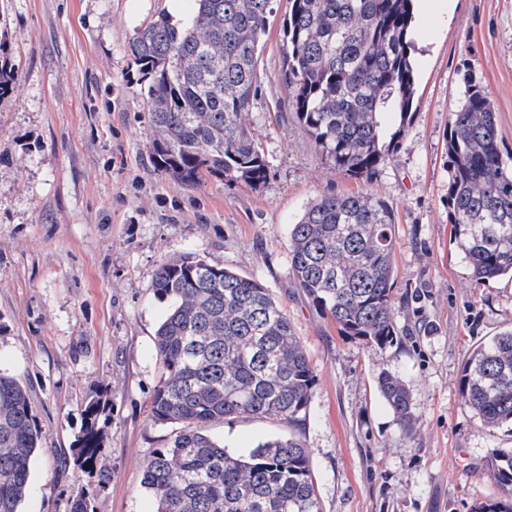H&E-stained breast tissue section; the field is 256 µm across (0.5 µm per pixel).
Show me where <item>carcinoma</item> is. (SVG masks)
Returning a JSON list of instances; mask_svg holds the SVG:
<instances>
[{
  "instance_id": "cac0c4a2",
  "label": "carcinoma",
  "mask_w": 512,
  "mask_h": 512,
  "mask_svg": "<svg viewBox=\"0 0 512 512\" xmlns=\"http://www.w3.org/2000/svg\"><path fill=\"white\" fill-rule=\"evenodd\" d=\"M183 25L161 13L129 45L148 108L156 166L194 187L207 177L260 187L268 167L249 115L271 0H193ZM413 0H291L283 21V76L298 123L339 173L368 178L390 159L413 113ZM399 114L387 132L381 116ZM450 239L477 284L512 275V155L501 151L496 112L465 78L448 119ZM297 287L346 336L384 348L394 326V213L371 193L310 202L290 229ZM155 295L173 303L154 345L162 366L151 400L158 424L180 429L144 467L156 512H323L310 451L297 436L236 455L209 434L230 418L302 428L316 375L288 314L259 280L185 256L163 262ZM377 389L403 431L416 423L410 388L396 374ZM488 429L512 423V327L476 346L458 382ZM100 399L83 409L74 464L94 465ZM41 430L26 386L0 374V512H18L30 487ZM498 496L474 512H512V449L488 462Z\"/></svg>"
}]
</instances>
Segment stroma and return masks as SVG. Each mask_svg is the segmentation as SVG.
Instances as JSON below:
<instances>
[{"instance_id": "stroma-1", "label": "stroma", "mask_w": 512, "mask_h": 512, "mask_svg": "<svg viewBox=\"0 0 512 512\" xmlns=\"http://www.w3.org/2000/svg\"><path fill=\"white\" fill-rule=\"evenodd\" d=\"M271 7L250 114L267 180L188 188L150 159L129 52L168 0H0V56L15 76L0 96V373L27 386L42 432L20 512H69L79 494L95 512H155L143 466L177 427L150 412L169 310L153 281L187 254L262 281L287 312L317 378L301 437L323 512H473L498 494L487 462L512 448V425L485 428L458 381L470 352L512 326V279L475 283L449 238L446 135L469 73L512 153V0H415L414 114L367 181L332 169L295 120L283 78L290 2ZM357 191L395 215L397 336L382 349L341 335L290 272V226L305 207ZM383 369L412 390V433L376 389ZM100 395L101 446L83 471L72 448ZM209 432L241 454L293 429L248 417Z\"/></svg>"}]
</instances>
